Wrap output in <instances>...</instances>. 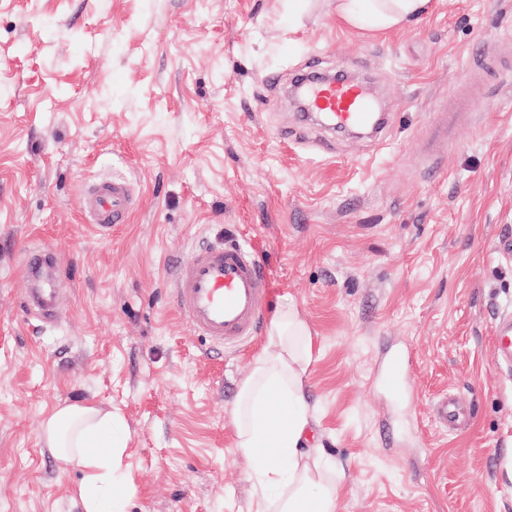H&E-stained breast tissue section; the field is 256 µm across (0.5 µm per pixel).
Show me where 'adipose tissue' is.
Returning <instances> with one entry per match:
<instances>
[{"instance_id": "adipose-tissue-1", "label": "adipose tissue", "mask_w": 512, "mask_h": 512, "mask_svg": "<svg viewBox=\"0 0 512 512\" xmlns=\"http://www.w3.org/2000/svg\"><path fill=\"white\" fill-rule=\"evenodd\" d=\"M430 0H336L338 18L363 30L409 23ZM312 361L310 333L293 305L268 323L261 353L241 386L235 406L238 445L253 461L251 481L259 512H338L343 471L326 477L322 453L309 441L316 423L306 387ZM50 447L76 463L82 480L75 494L83 512H120L112 494V416L71 405L44 421Z\"/></svg>"}]
</instances>
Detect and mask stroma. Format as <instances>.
I'll return each instance as SVG.
<instances>
[{
    "label": "stroma",
    "instance_id": "obj_1",
    "mask_svg": "<svg viewBox=\"0 0 512 512\" xmlns=\"http://www.w3.org/2000/svg\"><path fill=\"white\" fill-rule=\"evenodd\" d=\"M510 34L512 0L378 32L333 0H0V512H81L43 433L71 404L113 416L122 512H257L233 409L263 340L213 348L173 304L171 267L227 237L265 267V316L291 303L309 328L338 512H512ZM309 70L365 81L385 142L298 124L286 87ZM461 93L473 117L425 169ZM105 176L135 195L109 231L81 210ZM28 246L56 260L55 322L26 307ZM397 350L409 393L384 381ZM512 319L511 316L503 317L496 332V352L501 363L512 366ZM437 415L445 425H448V429H458L466 420L465 415L456 402L446 396L440 401Z\"/></svg>",
    "mask_w": 512,
    "mask_h": 512
}]
</instances>
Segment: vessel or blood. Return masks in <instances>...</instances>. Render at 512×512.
<instances>
[{
	"label": "vessel or blood",
	"instance_id": "1",
	"mask_svg": "<svg viewBox=\"0 0 512 512\" xmlns=\"http://www.w3.org/2000/svg\"><path fill=\"white\" fill-rule=\"evenodd\" d=\"M311 111L330 116L337 127H361L369 123L366 88L346 79H311L303 84ZM83 210L99 227L112 229L128 223L132 215V189L122 178L99 181L83 200ZM40 256L27 253L23 272L36 280L30 303L46 320L56 315L57 293L50 278L42 273ZM174 304L201 336L220 344H234L252 338L262 321L267 299L263 265L243 243L226 239L199 244L172 271ZM496 352L501 363L512 366V318L503 317L496 332ZM408 360L405 352L393 354L386 378L392 388L405 380ZM439 419L449 428L461 427L466 417L452 399H442Z\"/></svg>",
	"mask_w": 512,
	"mask_h": 512
}]
</instances>
